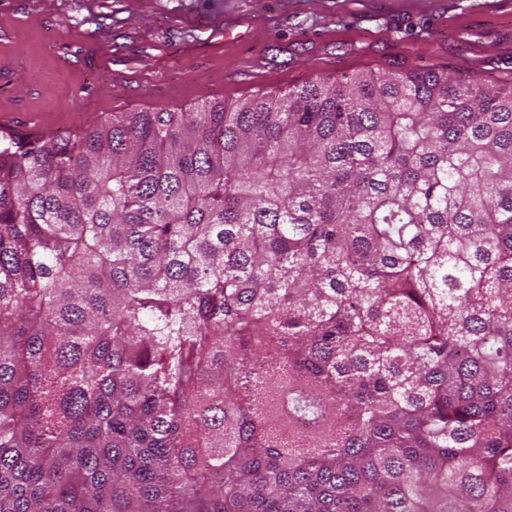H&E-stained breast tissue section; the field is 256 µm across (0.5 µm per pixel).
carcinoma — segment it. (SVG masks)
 I'll return each mask as SVG.
<instances>
[{
    "instance_id": "cac0c4a2",
    "label": "carcinoma",
    "mask_w": 512,
    "mask_h": 512,
    "mask_svg": "<svg viewBox=\"0 0 512 512\" xmlns=\"http://www.w3.org/2000/svg\"><path fill=\"white\" fill-rule=\"evenodd\" d=\"M0 512H512V86L1 132Z\"/></svg>"
}]
</instances>
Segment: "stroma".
<instances>
[{"mask_svg": "<svg viewBox=\"0 0 512 512\" xmlns=\"http://www.w3.org/2000/svg\"><path fill=\"white\" fill-rule=\"evenodd\" d=\"M413 68L512 84V0H0L23 132Z\"/></svg>", "mask_w": 512, "mask_h": 512, "instance_id": "obj_1", "label": "stroma"}]
</instances>
